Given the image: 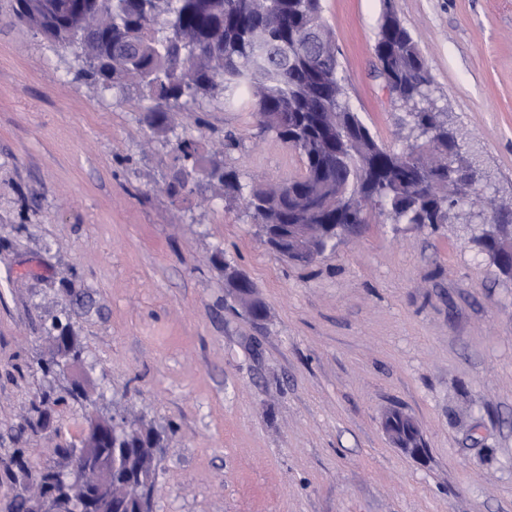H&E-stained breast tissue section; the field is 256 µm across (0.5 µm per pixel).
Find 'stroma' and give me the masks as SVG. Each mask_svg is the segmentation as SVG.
I'll return each instance as SVG.
<instances>
[{
	"label": "stroma",
	"mask_w": 512,
	"mask_h": 512,
	"mask_svg": "<svg viewBox=\"0 0 512 512\" xmlns=\"http://www.w3.org/2000/svg\"><path fill=\"white\" fill-rule=\"evenodd\" d=\"M390 4L484 180L452 223L378 215L300 266L218 188L166 191L180 140L245 185L299 171L246 105L199 100L150 127L140 90L76 80L71 50L0 0V512L37 492L19 461L64 468L91 408L156 429L152 512H512V277L463 221L512 206V0ZM322 6L350 107L403 150L418 132L375 74L385 4ZM228 267L263 317L235 300ZM58 320L84 362L46 376ZM76 372L90 403L60 400ZM394 407L424 460L390 444Z\"/></svg>",
	"instance_id": "stroma-1"
}]
</instances>
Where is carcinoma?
<instances>
[{
    "label": "carcinoma",
    "instance_id": "carcinoma-1",
    "mask_svg": "<svg viewBox=\"0 0 512 512\" xmlns=\"http://www.w3.org/2000/svg\"><path fill=\"white\" fill-rule=\"evenodd\" d=\"M30 0H17L16 15L32 27L51 31L55 43L85 56H97L94 37L75 43L58 14L71 0H54V12L37 16ZM115 0L96 12L91 23L108 36L109 60L78 76L104 89H142L151 101L145 120L164 125L166 115L188 101L221 99L244 103L254 112L259 133H273L289 143L301 169L287 185L257 183L245 187L238 171L217 157L199 166L189 141L176 144L180 167L201 175L224 192L229 205H242L256 224L369 223V206L378 204L393 224H446L452 197L460 191L423 183L420 171L436 179L448 166V126L439 113L419 103L426 96L429 73L410 32L392 13L382 15L374 46L379 76L409 109L413 124L429 148L413 144L392 152L373 136L344 99L335 42L322 18L321 0ZM320 34L323 55L310 52L304 34ZM288 47L268 57L264 47ZM333 204L305 217L311 198ZM507 229L491 224L474 237L494 265L502 250L498 239Z\"/></svg>",
    "mask_w": 512,
    "mask_h": 512
}]
</instances>
